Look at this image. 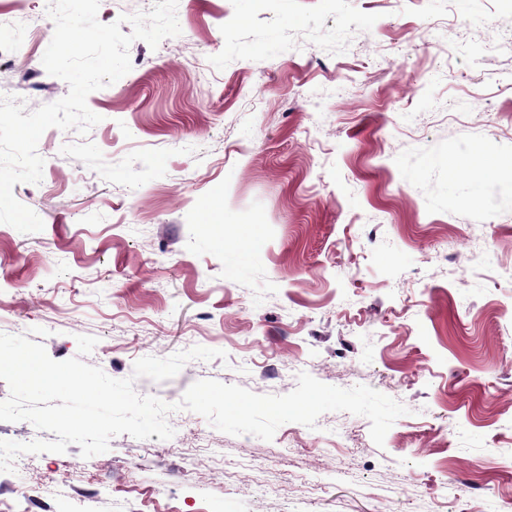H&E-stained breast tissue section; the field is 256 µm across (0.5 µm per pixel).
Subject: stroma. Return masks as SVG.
I'll return each instance as SVG.
<instances>
[{
    "label": "stroma",
    "mask_w": 512,
    "mask_h": 512,
    "mask_svg": "<svg viewBox=\"0 0 512 512\" xmlns=\"http://www.w3.org/2000/svg\"><path fill=\"white\" fill-rule=\"evenodd\" d=\"M177 18L88 96L98 124L42 134V179L13 193L44 228L0 223V333L115 379L225 356L133 378L173 405L171 439L28 454L0 512H512V5L178 0ZM53 33L0 58V97L68 93L42 64ZM303 372L407 412L379 447L347 412L265 441L178 407L202 379L284 395Z\"/></svg>",
    "instance_id": "obj_1"
}]
</instances>
